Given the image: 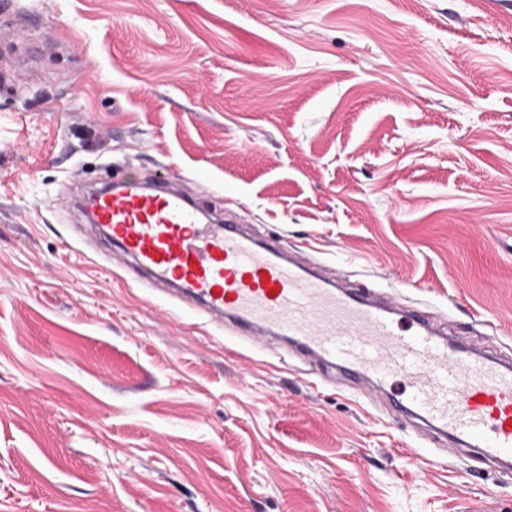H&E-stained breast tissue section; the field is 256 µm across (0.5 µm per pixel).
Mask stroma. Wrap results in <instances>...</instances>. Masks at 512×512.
Returning <instances> with one entry per match:
<instances>
[{
  "label": "stroma",
  "instance_id": "stroma-1",
  "mask_svg": "<svg viewBox=\"0 0 512 512\" xmlns=\"http://www.w3.org/2000/svg\"><path fill=\"white\" fill-rule=\"evenodd\" d=\"M145 170L512 354V0L0 20V512H512V475L113 273L69 200Z\"/></svg>",
  "mask_w": 512,
  "mask_h": 512
}]
</instances>
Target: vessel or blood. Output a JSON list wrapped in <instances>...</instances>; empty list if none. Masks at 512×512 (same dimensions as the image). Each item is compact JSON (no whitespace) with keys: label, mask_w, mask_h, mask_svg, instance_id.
I'll return each mask as SVG.
<instances>
[{"label":"vessel or blood","mask_w":512,"mask_h":512,"mask_svg":"<svg viewBox=\"0 0 512 512\" xmlns=\"http://www.w3.org/2000/svg\"><path fill=\"white\" fill-rule=\"evenodd\" d=\"M113 268L175 284L189 305L248 341L275 338L308 365L342 377L396 381L390 413L429 423L482 461L512 467V360L443 337L425 307L378 299L361 282L333 281L284 254L276 239L245 234L233 209L209 220L198 198L157 173L116 177L90 196Z\"/></svg>","instance_id":"obj_1"}]
</instances>
